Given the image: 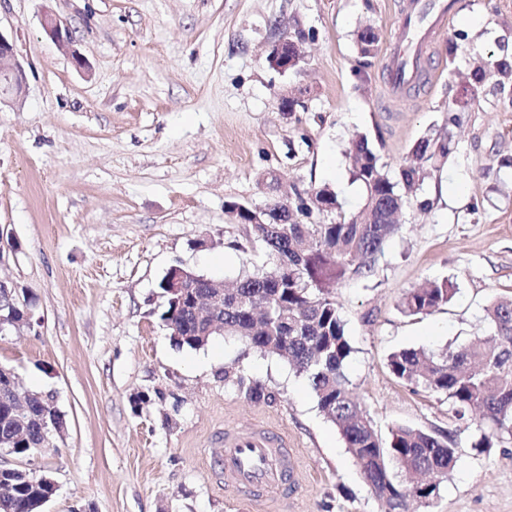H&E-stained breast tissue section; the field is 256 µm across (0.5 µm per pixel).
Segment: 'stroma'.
Wrapping results in <instances>:
<instances>
[{"instance_id":"stroma-1","label":"stroma","mask_w":512,"mask_h":512,"mask_svg":"<svg viewBox=\"0 0 512 512\" xmlns=\"http://www.w3.org/2000/svg\"><path fill=\"white\" fill-rule=\"evenodd\" d=\"M47 10L71 28L84 69L44 34ZM398 22L396 0H0V32L27 76L25 95L0 103V239L13 246L0 277L35 297L39 318L0 335V365L67 420L38 457L2 453L0 465L51 476L44 512H243L214 450L225 432L257 427L286 433L299 458L280 512H383L308 380L236 337L177 346L159 282L181 266L230 283L265 261L225 206L265 208L271 178L329 186L355 212L353 138L391 172L447 129L453 152L411 195L400 232L370 274L335 291L347 372L379 434L457 430V464L429 512H512V440L473 448V422L388 366L397 349L487 335L486 307L512 297V92L470 75L478 60L512 58V0H456L425 81L392 94ZM366 24L380 37L368 56ZM297 35L300 65L272 68L271 45ZM287 93L301 97L295 111L278 107ZM446 279L450 303L399 311L405 291ZM256 381L259 402L244 394Z\"/></svg>"}]
</instances>
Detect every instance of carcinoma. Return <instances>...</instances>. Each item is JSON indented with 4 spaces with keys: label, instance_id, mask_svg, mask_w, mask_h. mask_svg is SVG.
<instances>
[{
    "label": "carcinoma",
    "instance_id": "cac0c4a2",
    "mask_svg": "<svg viewBox=\"0 0 512 512\" xmlns=\"http://www.w3.org/2000/svg\"><path fill=\"white\" fill-rule=\"evenodd\" d=\"M360 52L379 42L371 26L358 30ZM479 84L490 83L500 92L512 88V63L491 61L474 71ZM453 152L452 136H425L412 147L409 158L394 174L360 137L349 149L352 174L365 189V203L347 214L327 186L301 191L288 185V205L274 203L262 223L249 224L251 214L230 202L226 211L249 235L265 246L275 268L257 269L235 286L224 289V335L236 336L263 354L277 356L308 380L323 415L336 426L359 466L374 497L389 512H416L430 506L432 497L448 479L456 457V433L431 431L398 424L388 442L374 428L366 409L352 396L346 364L353 347L332 287L373 271L388 239L398 233L397 215L409 194ZM329 206L325 214L336 220L320 222L312 197ZM456 293L453 282H432L408 290L399 307L409 316L427 315L447 304ZM490 335L456 348H403L389 355L392 373L399 379L447 396L454 416L462 419L480 411L475 429L476 448H490L512 437V298L493 302L487 309ZM161 319L177 345L200 348L216 336L198 320L189 298L166 302ZM0 369V444L27 457L42 439L43 416L64 419L41 393H31L30 432L24 441H12L13 398L5 390ZM51 488L38 483L31 472H17L0 481V512H40L41 498Z\"/></svg>",
    "mask_w": 512,
    "mask_h": 512
}]
</instances>
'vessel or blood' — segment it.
Listing matches in <instances>:
<instances>
[{
  "mask_svg": "<svg viewBox=\"0 0 512 512\" xmlns=\"http://www.w3.org/2000/svg\"><path fill=\"white\" fill-rule=\"evenodd\" d=\"M448 18L446 0H404L396 47L385 64L391 92L420 80L430 39ZM218 462L224 472L225 492L243 498L251 512H271L275 494L286 492L298 471L287 436L271 428L225 434Z\"/></svg>",
  "mask_w": 512,
  "mask_h": 512,
  "instance_id": "vessel-or-blood-1",
  "label": "vessel or blood"
}]
</instances>
